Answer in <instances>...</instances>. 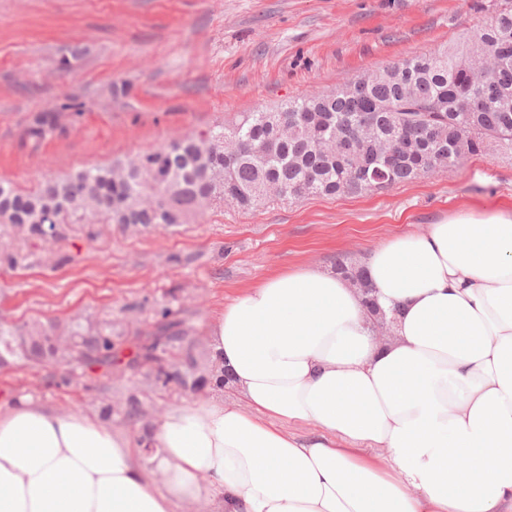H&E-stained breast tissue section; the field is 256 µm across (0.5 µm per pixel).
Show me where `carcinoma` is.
<instances>
[{
  "instance_id": "obj_1",
  "label": "carcinoma",
  "mask_w": 512,
  "mask_h": 512,
  "mask_svg": "<svg viewBox=\"0 0 512 512\" xmlns=\"http://www.w3.org/2000/svg\"><path fill=\"white\" fill-rule=\"evenodd\" d=\"M359 97L347 84L311 93L270 110L248 112L191 140L177 139L137 157L48 179L34 192L0 180V224L27 238L56 241L64 225L86 214L144 232L186 224L208 208L252 210L271 200L276 183L288 200L378 192L429 177L491 150L512 156V10L493 16L474 36L372 72ZM471 95L484 100L467 111ZM369 116L371 127L358 129ZM60 113L39 112L27 129L42 140L59 127ZM245 143L230 166L224 155ZM335 271L364 280L361 263L336 262ZM39 321L0 323V367L25 362L44 367L74 365L98 373L100 415L129 422L147 418L138 389L112 404V382L147 367L145 384L155 390L201 392L224 388L212 355L196 352L191 330L169 306L155 309L153 328L137 336L131 359L115 352L112 325L72 323L64 332Z\"/></svg>"
}]
</instances>
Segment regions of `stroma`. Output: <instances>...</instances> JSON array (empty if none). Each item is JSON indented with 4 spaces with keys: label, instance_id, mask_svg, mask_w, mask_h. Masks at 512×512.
<instances>
[{
    "label": "stroma",
    "instance_id": "obj_1",
    "mask_svg": "<svg viewBox=\"0 0 512 512\" xmlns=\"http://www.w3.org/2000/svg\"><path fill=\"white\" fill-rule=\"evenodd\" d=\"M512 0H0V179L48 178L135 156L475 34ZM73 57L60 73L62 57ZM77 103L79 111L69 110ZM63 108L36 141L34 113ZM512 212V159L490 152L381 192L224 207L141 233L87 219L46 244L13 237L0 266V321H109L149 330L159 304L200 337L238 291L301 264L333 269L446 217ZM69 256L62 267L49 250ZM84 376L56 386L27 365L0 370V404L25 396L96 413Z\"/></svg>",
    "mask_w": 512,
    "mask_h": 512
}]
</instances>
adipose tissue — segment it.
Wrapping results in <instances>:
<instances>
[{
    "label": "adipose tissue",
    "instance_id": "adipose-tissue-1",
    "mask_svg": "<svg viewBox=\"0 0 512 512\" xmlns=\"http://www.w3.org/2000/svg\"><path fill=\"white\" fill-rule=\"evenodd\" d=\"M362 263L394 314L383 339L319 267L225 303L206 336L225 390L155 423L162 482L125 431L0 405V512H512V213H462Z\"/></svg>",
    "mask_w": 512,
    "mask_h": 512
}]
</instances>
